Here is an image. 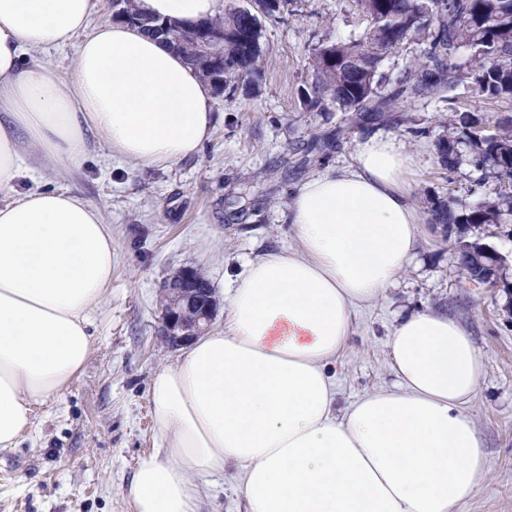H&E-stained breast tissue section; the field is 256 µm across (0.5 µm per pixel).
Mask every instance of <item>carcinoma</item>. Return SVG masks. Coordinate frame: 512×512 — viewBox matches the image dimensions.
<instances>
[{"mask_svg": "<svg viewBox=\"0 0 512 512\" xmlns=\"http://www.w3.org/2000/svg\"><path fill=\"white\" fill-rule=\"evenodd\" d=\"M367 19L361 38L334 42L316 48L315 80L307 93L310 108L322 111L331 100L342 112H360L361 119L378 118L391 104L404 97L421 96L452 88L470 78L476 93L488 100H512V0H356ZM120 9L135 14L132 0H118ZM137 15V14H135ZM141 28L172 40L177 27L137 15ZM210 30H224V42L212 47L213 55L200 53L188 62L202 77L213 82V64L224 59V86L233 79L259 76L260 30L235 10L224 17L204 21ZM424 41L428 48L415 65L391 79L380 68L389 53L410 41ZM469 51L465 62H457L460 49ZM394 84L385 95L384 85ZM453 122L476 155V164L512 180V125L493 134L483 133L476 120L461 113ZM441 165L452 169L459 163L454 142L438 141ZM436 223L449 228L460 224H499L504 213L512 215V194L470 207H457L448 197L431 205ZM470 240L458 238L454 251L458 264L470 280L481 282L487 273L486 259H471Z\"/></svg>", "mask_w": 512, "mask_h": 512, "instance_id": "cac0c4a2", "label": "carcinoma"}]
</instances>
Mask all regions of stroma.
Here are the masks:
<instances>
[{"label":"stroma","instance_id":"obj_1","mask_svg":"<svg viewBox=\"0 0 512 512\" xmlns=\"http://www.w3.org/2000/svg\"><path fill=\"white\" fill-rule=\"evenodd\" d=\"M260 21L261 75L213 98L211 138L197 155L166 168L146 167L94 149L52 185L79 189L112 227V284L91 312L93 346L82 375L39 405L18 445L0 450V512H131L123 491L140 458L160 439L149 387L178 351L158 333L160 288L181 266L201 269L216 293L229 275L269 253L297 248L284 219L295 186L332 166L352 164L356 145L376 133L395 138L413 162L412 198L422 222L413 262L395 287L356 313L344 348L330 364L337 406L392 386L388 349L399 319L424 309L461 323L484 371L470 404L491 460L460 512H512V291L469 281L453 258L454 230L432 223L431 200L472 205L512 192V180L478 169L469 147L456 168L441 166L437 141L456 139L455 112H469L485 133L512 119V100L477 95L471 81L452 90L398 101L394 114L354 124L327 104L301 98L314 80L316 48L362 36L354 0H288ZM198 512H246L233 468L198 478Z\"/></svg>","mask_w":512,"mask_h":512}]
</instances>
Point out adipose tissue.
<instances>
[{"mask_svg": "<svg viewBox=\"0 0 512 512\" xmlns=\"http://www.w3.org/2000/svg\"><path fill=\"white\" fill-rule=\"evenodd\" d=\"M223 0H134L139 14L219 17ZM91 0H0V447L35 406L64 392L92 350L90 313L112 283V230L43 169L78 166L97 145L144 166L200 152L210 85L158 37L123 22L88 30ZM76 44L68 73L41 52ZM355 163L292 193L298 249L250 261L229 280L224 328L158 369L152 414L166 453L141 459L133 512H198L196 477L237 469L247 512H458L488 466L469 408L483 363L467 331L429 310L389 340L393 387L337 411L327 366L355 310L390 288L421 216L411 157L383 134ZM34 185L17 191L18 178Z\"/></svg>", "mask_w": 512, "mask_h": 512, "instance_id": "obj_1", "label": "adipose tissue"}]
</instances>
